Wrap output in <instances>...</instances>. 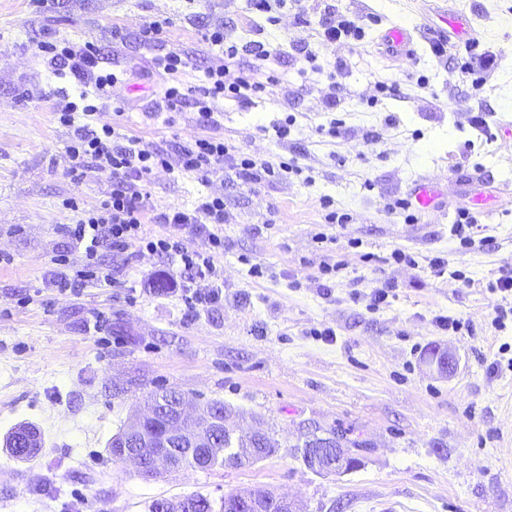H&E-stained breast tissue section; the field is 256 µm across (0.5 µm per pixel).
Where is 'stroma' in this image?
I'll return each mask as SVG.
<instances>
[{
  "mask_svg": "<svg viewBox=\"0 0 512 512\" xmlns=\"http://www.w3.org/2000/svg\"><path fill=\"white\" fill-rule=\"evenodd\" d=\"M436 6L471 14L473 53L495 54L479 85L462 79L459 60L432 54L421 27ZM334 14L362 20L364 39L326 44L322 22ZM153 20L164 27L147 46L140 30ZM410 24L419 31L409 54L393 51L386 29ZM216 26L241 45L243 70L257 47L276 52V80L251 107L216 101L217 122L205 125L193 105L160 107L154 60L179 50L189 65L177 81L204 85L224 62L223 48L203 38ZM116 28L124 42L113 41ZM44 40L93 42L103 69L120 76L90 128L114 123L170 153L185 139L216 137L286 163L287 172L257 185L221 163L204 181L178 171L152 177L157 213L223 197L229 219L214 258L221 302L188 317L180 297L158 286L178 265L147 252L102 251L110 284L76 295L53 287L57 257L83 263L60 232L73 217L65 200L98 208L112 182L90 164L70 170L75 129L56 111L79 87L37 56ZM310 54L341 67L334 116L343 137L318 131L334 116L326 79L308 73ZM381 81L399 83V95L378 94ZM478 116L512 125V0H304L273 23L249 0H0V512H70L79 500L83 512H148L155 499L243 489L288 497L297 512H512V370L490 369L499 347L512 346V326H493L498 297L488 289L512 270V141L485 142ZM284 123L289 134L277 138ZM423 177L447 186L453 213L412 221L388 213ZM480 190L501 192L502 202L479 215L484 231L464 247L449 228ZM325 198L348 223L326 222ZM397 249L415 266L395 263ZM436 257L459 280L434 276ZM255 265L263 276L252 275ZM386 282L394 291L370 308L371 287ZM438 315L461 319L462 329L438 328ZM323 328L332 341L317 337ZM436 350L455 357L453 371L430 364ZM160 387L192 408L224 402L235 434L267 433L275 453L251 465L141 476L108 444ZM25 422L44 446L17 461L3 441ZM309 425L353 428L366 443L359 467L328 476L306 468L296 447Z\"/></svg>",
  "mask_w": 512,
  "mask_h": 512,
  "instance_id": "obj_1",
  "label": "stroma"
}]
</instances>
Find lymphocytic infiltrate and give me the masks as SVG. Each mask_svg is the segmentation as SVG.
Segmentation results:
<instances>
[{
    "instance_id": "lymphocytic-infiltrate-1",
    "label": "lymphocytic infiltrate",
    "mask_w": 512,
    "mask_h": 512,
    "mask_svg": "<svg viewBox=\"0 0 512 512\" xmlns=\"http://www.w3.org/2000/svg\"><path fill=\"white\" fill-rule=\"evenodd\" d=\"M205 38L212 45L223 47L227 64L208 71L209 85L203 92H196L191 87L164 85L163 102L171 112L181 111L186 103H194L199 121L209 124L214 120L216 100L228 97L248 107L263 87L251 81L235 65L238 47L227 42L223 29H210ZM39 50L49 67L64 66L82 87L79 102L70 101L61 107V124L71 126L79 118L94 116L99 110V101L111 98L112 89L119 79L113 73H99L98 53L92 44L78 49L45 41ZM68 154L74 167L91 162L108 172L112 179L110 197L99 209L79 210L73 200L67 204L78 217L75 222L62 225L61 231L70 247L82 252L84 262L77 268L66 263L65 259H58L53 283L59 291L73 294L79 293L92 280L111 282L109 270L99 263V253L105 247L123 253L135 245L150 253L171 256L184 270H194L202 275L212 272L213 253L224 246L216 227L228 220L223 198L208 196L198 200L193 210L176 208L161 214L158 220L165 224L166 234L147 236L144 226L150 211L148 186L154 170H178L205 179L213 172L215 163L221 161L245 174L255 184L276 173L272 161H257L241 155L234 146L220 139H190L179 143L175 152L168 153L151 148L133 136L120 138L110 124L76 136L68 147ZM188 226L205 235L207 250L192 249L183 243L179 233Z\"/></svg>"
}]
</instances>
